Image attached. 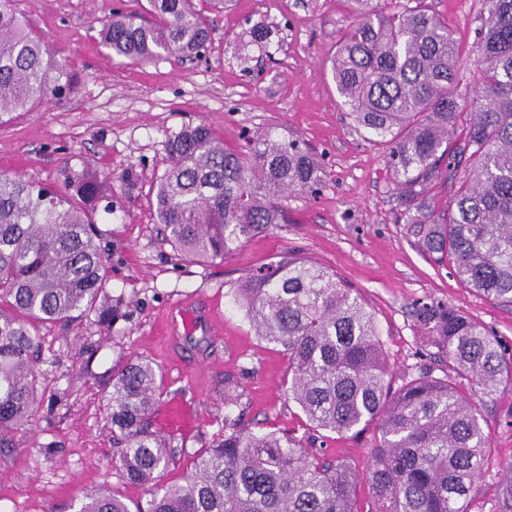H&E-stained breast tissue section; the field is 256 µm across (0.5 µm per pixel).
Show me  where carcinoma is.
<instances>
[{
  "label": "carcinoma",
  "instance_id": "1",
  "mask_svg": "<svg viewBox=\"0 0 512 512\" xmlns=\"http://www.w3.org/2000/svg\"><path fill=\"white\" fill-rule=\"evenodd\" d=\"M0 0V124L77 90L80 77L17 6ZM357 21L341 36L331 74L353 123L388 150L417 243L486 298L512 307V0H487L474 51L476 86L461 87L457 41L423 6L379 11L352 0ZM145 13L116 10L99 36L132 62L202 56L211 41L194 0H148ZM152 185L165 240L188 261L224 262L256 234L287 223L288 198L323 183L316 156L269 128L230 148L205 123L185 125L166 146ZM68 191L0 173V456L32 425L41 323L93 321L110 328L125 303L105 289L97 211H113L107 178L92 166L66 174ZM452 192L434 216L430 190ZM263 341L283 352L288 398L310 425L338 435L374 428L369 512H471L491 449L459 380L484 394L512 387V356L470 317L421 304L424 342L448 363L395 388L373 314L362 296L312 262L284 257L247 273L232 291ZM150 360L130 357L112 376L106 420L126 481L155 488L132 511L106 491L77 512H358L359 482L343 462L322 460L299 440L238 428L196 455L181 482L157 487L180 451L148 431L163 393ZM490 512H512V463L499 466Z\"/></svg>",
  "mask_w": 512,
  "mask_h": 512
}]
</instances>
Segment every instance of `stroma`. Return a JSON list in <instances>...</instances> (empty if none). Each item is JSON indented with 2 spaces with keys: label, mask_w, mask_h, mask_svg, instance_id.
Returning <instances> with one entry per match:
<instances>
[{
  "label": "stroma",
  "mask_w": 512,
  "mask_h": 512,
  "mask_svg": "<svg viewBox=\"0 0 512 512\" xmlns=\"http://www.w3.org/2000/svg\"><path fill=\"white\" fill-rule=\"evenodd\" d=\"M147 0H19L38 32L80 77L66 99L36 107L0 125V172L62 187L64 166L95 165L110 178L114 213H99L100 248L108 292L123 298L127 316L112 330L90 322L40 326L43 396L40 409L0 462V512H72L74 503L108 487L127 504H143L148 489L129 484L105 419L106 381L129 356L163 371L165 392L151 414L172 402L188 405L193 429L174 432L183 453L161 483L177 481L200 449L224 435V393H238L233 414L245 430L286 432L326 459L346 463L360 478L358 512H368L372 433L323 437L284 394L287 364L278 347L255 336L233 305L230 289L248 270L292 256L335 272L373 314L394 384L438 364L424 343L414 310L422 303L453 307L483 324L512 354V308L479 295L436 262L408 230L388 157L342 108L327 69L342 33L354 22L350 0H227L213 14L211 44L199 59L134 63L100 42V19L113 9L143 11ZM447 19L462 48L461 77L476 73L474 42L484 0H425ZM267 26L266 49L248 42L253 25ZM204 122L231 146L273 126L305 142L318 156L319 194L288 201V221L246 241L224 263L184 260L163 239L151 196L166 167V143L185 124ZM135 178L126 186L123 175ZM207 303L221 333L171 339L161 326L175 307ZM470 395L494 462L512 460V388L487 396L469 381Z\"/></svg>",
  "instance_id": "1"
}]
</instances>
